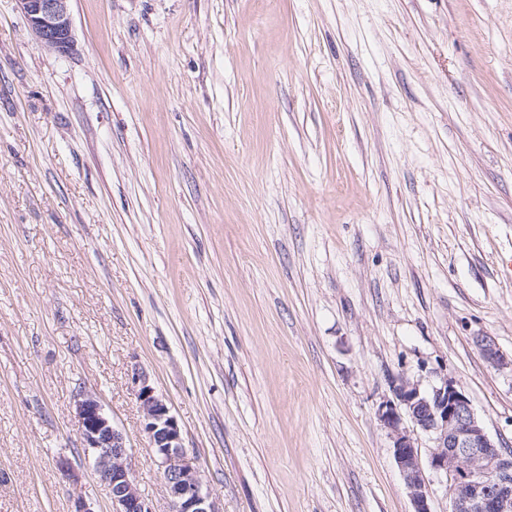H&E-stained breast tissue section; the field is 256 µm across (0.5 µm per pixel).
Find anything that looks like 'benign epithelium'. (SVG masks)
<instances>
[{
    "label": "benign epithelium",
    "instance_id": "7a95c632",
    "mask_svg": "<svg viewBox=\"0 0 512 512\" xmlns=\"http://www.w3.org/2000/svg\"><path fill=\"white\" fill-rule=\"evenodd\" d=\"M40 47L66 54L73 44L72 0H16ZM477 344L489 364L512 369L488 336ZM142 412V427L163 475L171 512H218L203 484L195 458L183 447L181 430L165 400L137 370L131 376ZM394 399L382 402L377 416L393 443V456L409 493L412 512H432L415 434L432 436L429 467L448 481L451 512H512V450L490 437L471 401L448 379L429 391L406 377L393 382ZM76 417L84 454L106 486L113 512H153L134 484L128 446L106 414L98 396L80 392Z\"/></svg>",
    "mask_w": 512,
    "mask_h": 512
}]
</instances>
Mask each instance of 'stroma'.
<instances>
[{
  "label": "stroma",
  "mask_w": 512,
  "mask_h": 512,
  "mask_svg": "<svg viewBox=\"0 0 512 512\" xmlns=\"http://www.w3.org/2000/svg\"><path fill=\"white\" fill-rule=\"evenodd\" d=\"M0 0V512H171L146 371L219 512H412L376 416L454 381L512 448V0ZM77 480L63 479L58 456ZM40 47L66 54L73 44L72 0H16ZM477 344L489 364L498 369L510 368L512 371V355L509 358L496 345L489 336L477 337ZM76 417L84 454L92 458L94 471L108 489L113 512H153L132 479L126 440L114 427L99 397L80 392Z\"/></svg>",
  "instance_id": "obj_1"
}]
</instances>
